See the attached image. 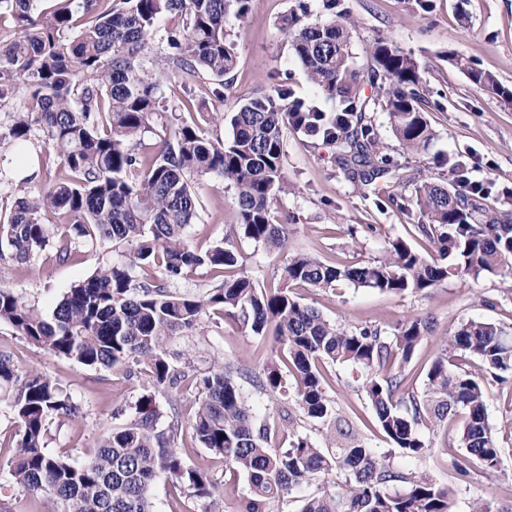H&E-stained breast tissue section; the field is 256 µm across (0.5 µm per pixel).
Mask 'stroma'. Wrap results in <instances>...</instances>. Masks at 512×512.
Returning <instances> with one entry per match:
<instances>
[{
    "label": "stroma",
    "mask_w": 512,
    "mask_h": 512,
    "mask_svg": "<svg viewBox=\"0 0 512 512\" xmlns=\"http://www.w3.org/2000/svg\"><path fill=\"white\" fill-rule=\"evenodd\" d=\"M293 0H254L244 19L227 15L224 26L235 43L238 65L223 97L212 94L206 79L184 81L169 72L160 83L159 113L143 141L147 147L171 139L176 116L195 122L202 134L228 137L230 117L238 105L272 84L283 83L293 97L325 112L340 108L339 99L320 93L308 80L292 54L279 21ZM356 20L350 43L354 90L360 98L376 100L379 89L371 78L372 46L386 39L420 62L427 89L441 92L442 111L429 112L434 139L427 152H404L393 136L382 108L370 113L380 140L400 173L420 175L442 184L451 183L449 160L472 166V179H490L486 202L512 220V104L477 89L467 76L449 64L446 54L454 50L477 59L481 66L512 88V0H432L429 11L418 9L415 0H348ZM287 192L274 202L279 218L288 220V243L284 253L272 254L249 240L237 243L239 263L259 283H278L290 254L308 253L329 264L352 263L379 256L387 240L402 238L424 255L434 252L417 231L413 220L384 197L365 192L335 162V149L321 139L288 134ZM63 167L57 156L46 162L30 161L19 167L10 152L0 153V218L8 216L19 193V182L30 178L32 186L44 187L59 180ZM199 217L187 230L199 246L223 238L229 225L237 223L234 190L216 176L202 180ZM356 235H349L348 227ZM126 250L100 243L81 262L60 265L42 253L24 266L0 261V282L43 313H50L71 285L90 275L100 264L124 263ZM293 296L318 307L326 319L346 327L379 326L395 332L408 321L421 317L431 331L418 345L405 369L406 391L422 393L427 369L441 355L444 342L456 326L467 319H484L512 328V279L488 274L479 278H451L436 288L403 297L355 288L342 282L335 289L315 292L296 288ZM0 346L9 348L19 371H37L71 394L85 415L79 421H51L47 448L77 462L89 457L99 440L126 422L144 388L140 378L92 369L47 353L0 325ZM192 351L198 369L215 361L244 369L248 377L241 386L255 405L260 422L277 426L280 446H287L286 430L291 405L283 397H270L256 390L252 375L260 374L272 358L269 337L253 333L249 325L227 317L204 318L200 335L174 342L170 356ZM322 374L328 396L343 415L365 435L369 445L384 452L387 444L374 427L370 406L361 397L347 369L324 364ZM489 423L501 447L494 471L460 480L447 453L453 444L445 427L427 431L432 453L425 460L395 457L399 468L427 471L439 484L452 489L456 512H469L473 499L490 500L495 512H512V378L490 383Z\"/></svg>",
    "instance_id": "obj_1"
}]
</instances>
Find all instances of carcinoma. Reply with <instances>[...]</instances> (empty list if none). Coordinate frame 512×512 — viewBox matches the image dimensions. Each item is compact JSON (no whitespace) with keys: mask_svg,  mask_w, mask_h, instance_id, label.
<instances>
[{"mask_svg":"<svg viewBox=\"0 0 512 512\" xmlns=\"http://www.w3.org/2000/svg\"><path fill=\"white\" fill-rule=\"evenodd\" d=\"M38 2L0 0V16L9 14L18 27L9 47L0 49V101L19 100L9 127L0 128V149L25 162L32 133L42 130L62 159L64 176L48 188L23 179L20 197L0 224V260L26 264L52 241L62 264L80 261L100 242L127 247L132 256L73 285L49 316L0 285V324L85 367H135L148 376L150 390L88 459L71 462L47 450L45 435L54 418L82 417L81 405L43 375L18 374L11 353L0 350V403L11 413L17 437L10 484L33 496L53 495L60 512H153L150 486L162 477L188 499L209 500L208 512H225L222 480L187 465L177 446L178 413L158 428L156 396L170 399L192 387L193 436L224 462V471L248 482L249 495L238 501L237 512H266L269 500L314 484L299 512H455L448 488L394 467L391 455L367 446L333 406L320 367L332 362L349 369L377 429L404 457L425 458L431 452L425 431L464 415L452 466L467 478L496 467L500 446L488 422L484 377L460 369L455 359L475 357L505 382L512 373V333L487 320L461 323L416 395L404 391V370L429 331L426 321L417 318L391 336L375 326L346 328L300 303L289 288L325 291L348 282L403 296L453 277L511 274L512 224L501 223L473 196L424 181L411 200L393 190L387 200L419 214L417 227L436 244L438 260L402 238L387 241L379 257L354 264L330 265L295 253L283 268V284L265 288L241 271L234 246L241 236L272 253L286 248L288 225L275 219L272 205L286 188L288 126L336 145V163L363 186L392 174L366 119L370 101L352 96L355 20L344 0H322L323 23L306 21L305 0H295L280 19L312 84L328 98H341L335 114L292 97L280 83L238 106L230 138H207L196 124L183 122L150 153L138 146L158 112L159 83L145 78L140 60L160 19L171 20L166 65L188 79L208 76L221 97L237 64L224 17H246L253 0H54L49 11L38 9ZM447 59L473 84L512 103V90L473 59L455 52ZM373 60L372 79L399 145L408 152L427 150L434 138L427 118L433 105L419 62L385 39L375 42ZM210 175L234 188L239 224L225 240L201 250L187 227L197 217L196 185ZM49 213L65 218L64 231L45 221ZM198 268L220 277V285L199 296L172 290L174 281ZM207 313L238 317L258 335L272 333L276 358L263 367L256 387L272 395L291 391L304 419L329 428L326 444L295 433L288 448L275 445L270 428L256 424L234 367L220 363L202 373L188 362L171 363L169 343L194 334ZM333 473L341 483L327 480ZM393 483L405 488L393 491Z\"/></svg>","mask_w":512,"mask_h":512,"instance_id":"carcinoma-1","label":"carcinoma"}]
</instances>
